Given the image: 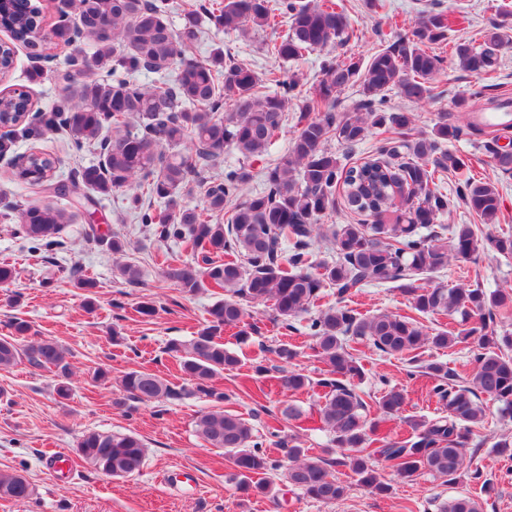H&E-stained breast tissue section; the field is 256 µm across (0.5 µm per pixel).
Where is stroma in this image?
Wrapping results in <instances>:
<instances>
[{
  "instance_id": "35a3bbf8",
  "label": "stroma",
  "mask_w": 512,
  "mask_h": 512,
  "mask_svg": "<svg viewBox=\"0 0 512 512\" xmlns=\"http://www.w3.org/2000/svg\"><path fill=\"white\" fill-rule=\"evenodd\" d=\"M433 2L344 0L352 35L338 48V55L368 60L375 51L391 44L395 33L407 30L417 13ZM449 6L459 17L451 22L447 43L435 48L443 63L433 81V100L414 104L395 91L386 94L387 108L414 113L415 128L420 132H430L443 118L462 124L465 116L456 102L472 91L512 98V0H450ZM200 27L196 56L204 57L220 48L225 55L249 61L260 73L275 66L296 73L307 87L316 82L326 57L325 52L317 51L304 60L281 65L267 51L278 36L276 30H256L244 38L224 32L205 18ZM495 31L500 33L504 46L491 76L465 71L451 57V43L466 40L479 45ZM15 51L14 67L0 78V91H27L36 109H50L63 95L62 75L71 48L49 42L34 49L19 43ZM35 68L43 71L41 81L28 78ZM9 135L15 141V154L28 153L34 147L46 151L59 159V171L66 177L99 157L95 145L74 153L68 137L60 133L39 140L15 127ZM448 148L465 158L468 166L449 173L446 190L455 191L458 184L472 176L491 177L500 195V226L512 229V174L492 170L482 138L453 140ZM45 200L68 207L75 202L74 197L48 196L21 183L14 175L10 157L0 158V259H8L17 270L11 284L0 285V337L9 335L14 317L25 318L33 325V335L56 339L70 349L73 370L71 393L65 400L55 392L54 373L25 362L0 370V470L23 474L32 488L31 496L23 503L0 500V512H438L442 502L458 495L478 499L484 512H512V456L501 455L495 448L502 439L512 440V418L501 417L493 403L472 436L478 446L472 464L488 476L489 485L467 479L450 484L430 475L407 482L380 460L376 463L378 472L389 486L382 496L361 486L346 466L337 467L335 474L348 485V495L332 504L289 488L276 470L266 474L270 494L240 492L232 478L231 461L222 451L207 447L195 431V418L207 408V400L184 394L187 382L176 360L165 351L169 340L189 339L207 325L208 309L221 299V290L206 287L187 294L164 277L155 262L158 253H167L174 264L188 260L189 255L159 238L154 227L139 224L124 190L104 198L93 216H79L75 224L69 225L62 247L31 256L30 244L9 208ZM103 235L126 241L124 255L113 256L102 246L99 238ZM120 261L141 269L139 283H128L117 275L115 267ZM78 275L93 278L98 284L95 312H87L83 306L84 295L74 281ZM428 280L451 288H506L512 286V255L455 259L441 272L429 275ZM145 301L153 304V316L139 314L138 308ZM335 301V295H326L287 326L277 320L270 306L252 304L248 311L259 326L256 334L243 340L233 330L222 333L225 348L237 351L241 362L216 376L213 384L227 396L228 409L242 414L255 434L264 437L273 460L284 461L286 445L291 441L327 459L336 455L332 436L323 429L318 414L322 389L317 382L323 378L325 366L307 333L310 319ZM345 303L363 315H401L432 329H445L450 323L445 316L422 317L396 282L361 288ZM116 328L123 336L117 345L110 340ZM283 345L296 350L295 365L312 381L307 389L292 393L281 385V361L276 351ZM361 362L365 372L359 386L361 396L379 397L385 385L405 393L401 415L383 423V432L404 438L410 432L407 418H432L440 413L441 404L432 391L433 379L408 378L401 357L367 349L361 354ZM259 364L265 367L260 374L255 371ZM99 367L111 369L116 380L131 370L157 374L178 395L141 403L135 411L125 412L112 404L119 395L117 388L94 383L92 375ZM292 406L301 410L300 419L289 418ZM90 430L138 435L147 453L142 472L113 478L77 461L78 440ZM57 451L74 458L76 464L72 473L55 479L47 472L44 459Z\"/></svg>"
}]
</instances>
